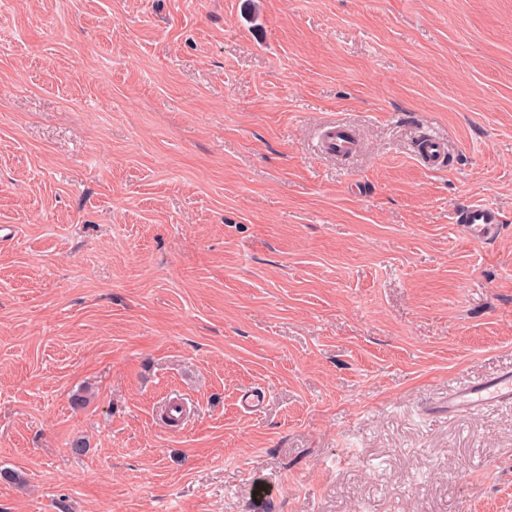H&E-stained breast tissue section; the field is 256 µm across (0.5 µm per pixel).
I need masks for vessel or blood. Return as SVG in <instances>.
<instances>
[{"instance_id":"1","label":"vessel or blood","mask_w":512,"mask_h":512,"mask_svg":"<svg viewBox=\"0 0 512 512\" xmlns=\"http://www.w3.org/2000/svg\"><path fill=\"white\" fill-rule=\"evenodd\" d=\"M320 148L327 154L346 155L354 150L355 142L347 127L334 124L325 130L320 140ZM420 155L428 164L434 166L445 159L446 148L439 137L429 133L423 139ZM454 222L465 238L485 243L499 233L502 219L491 205L469 204L456 211ZM510 403L512 371L476 379L462 387L449 389L447 399L439 402L435 410L454 417L469 410L490 409Z\"/></svg>"}]
</instances>
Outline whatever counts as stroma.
Listing matches in <instances>:
<instances>
[{
    "label": "stroma",
    "instance_id": "1",
    "mask_svg": "<svg viewBox=\"0 0 512 512\" xmlns=\"http://www.w3.org/2000/svg\"><path fill=\"white\" fill-rule=\"evenodd\" d=\"M253 5L0 0V512H512V0ZM355 146L348 128L340 124L328 127L320 140V148L326 154L346 155L351 153ZM419 154L428 164L435 166L446 157L445 144L436 135L427 133L423 139V147L420 149ZM454 223L467 239L487 243L502 227L498 211L488 204H469L455 212ZM512 403V371L470 381L448 391V399L432 409L454 417L473 409H490Z\"/></svg>",
    "mask_w": 512,
    "mask_h": 512
}]
</instances>
